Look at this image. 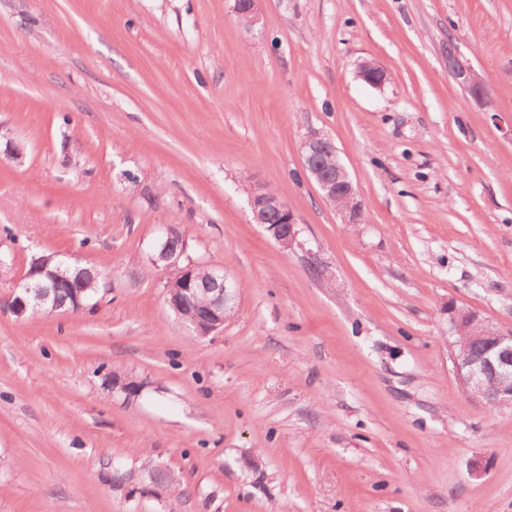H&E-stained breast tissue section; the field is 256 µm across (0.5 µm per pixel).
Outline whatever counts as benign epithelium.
<instances>
[{
  "mask_svg": "<svg viewBox=\"0 0 512 512\" xmlns=\"http://www.w3.org/2000/svg\"><path fill=\"white\" fill-rule=\"evenodd\" d=\"M233 9L237 17L247 19L251 25L259 23L257 0H234ZM448 71L462 84L475 101L486 96L483 81L476 71L461 60L457 50L448 51ZM361 78L371 86H380L386 80L385 71L374 63L360 67ZM333 142L318 131L309 132L302 143V157L305 170L310 174L321 195L337 206L345 223L356 224L361 216V204L357 190L345 165L337 152L330 151ZM253 223L262 225L269 235L285 250L302 246L300 231L293 213L286 209L280 197L273 191L260 188L246 190ZM159 250L153 258L154 264L176 271L175 289H168L167 304L177 311L185 309L190 302L196 284L192 267L180 266L187 248L183 235L172 225L163 226L158 239ZM50 257H41L32 262L35 272L48 276V284H38L35 301L19 298L11 310L17 315L40 311L51 294V289L63 284L49 270ZM207 289L212 294L204 313L190 320L195 331L201 336L224 326L226 308H234L237 300L236 284L228 279L221 267H215L210 274ZM449 331L462 342L478 335L480 346H467L455 353L453 360L468 397L486 407L512 410V333L505 334L487 323L476 311L448 302L446 308Z\"/></svg>",
  "mask_w": 512,
  "mask_h": 512,
  "instance_id": "benign-epithelium-1",
  "label": "benign epithelium"
}]
</instances>
